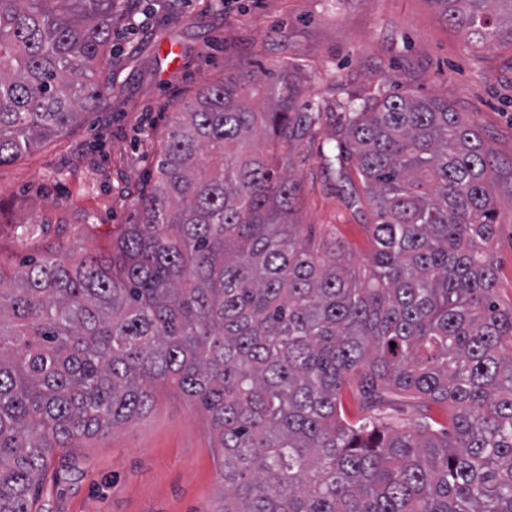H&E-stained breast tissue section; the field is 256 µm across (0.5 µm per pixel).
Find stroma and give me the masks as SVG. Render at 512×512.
<instances>
[{
    "instance_id": "obj_1",
    "label": "stroma",
    "mask_w": 512,
    "mask_h": 512,
    "mask_svg": "<svg viewBox=\"0 0 512 512\" xmlns=\"http://www.w3.org/2000/svg\"><path fill=\"white\" fill-rule=\"evenodd\" d=\"M144 27L112 36L100 96L80 120L0 165V268L57 245L103 252L149 188L174 112L208 82L261 64L315 121L299 142L296 215L336 234L362 277L374 221L356 160L336 159L350 111L375 95L448 99L478 131L494 178L496 292L512 305V47L477 49L435 0H121ZM34 221L30 234L23 224ZM149 412L56 458L43 512H212L224 490L207 415L162 385Z\"/></svg>"
}]
</instances>
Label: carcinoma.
<instances>
[{"mask_svg": "<svg viewBox=\"0 0 512 512\" xmlns=\"http://www.w3.org/2000/svg\"><path fill=\"white\" fill-rule=\"evenodd\" d=\"M477 47H512V0H434ZM117 0H0V165L96 96ZM238 72L171 117L155 179L104 253L0 270V512H34L54 458L143 416L169 381L207 414L212 512H512V307L475 127L448 100L349 118L375 222L367 281L292 217L314 121ZM411 402L412 414L393 401Z\"/></svg>", "mask_w": 512, "mask_h": 512, "instance_id": "1", "label": "carcinoma"}]
</instances>
